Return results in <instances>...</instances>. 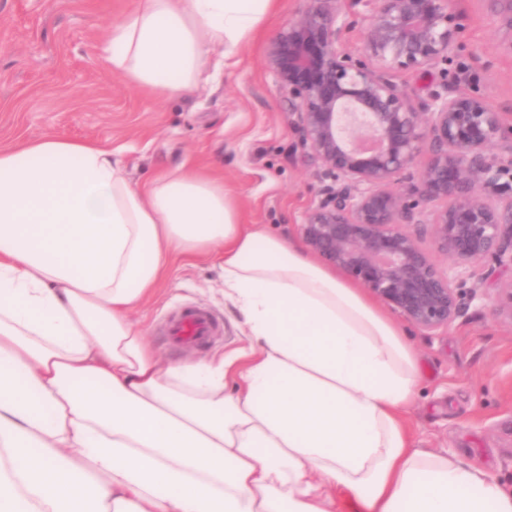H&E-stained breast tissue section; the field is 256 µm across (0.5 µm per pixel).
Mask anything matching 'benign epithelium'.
I'll return each instance as SVG.
<instances>
[{
	"instance_id": "7a95c632",
	"label": "benign epithelium",
	"mask_w": 512,
	"mask_h": 512,
	"mask_svg": "<svg viewBox=\"0 0 512 512\" xmlns=\"http://www.w3.org/2000/svg\"><path fill=\"white\" fill-rule=\"evenodd\" d=\"M309 2L265 57L323 183L301 236L408 322L447 329L466 306L490 304L481 286L493 269L512 270V114L461 87L432 92L418 112L393 81L448 64L449 0H363V60L345 45L344 0ZM422 155L418 184L401 191ZM410 224L431 226V246Z\"/></svg>"
}]
</instances>
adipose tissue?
I'll return each instance as SVG.
<instances>
[{"label":"adipose tissue","instance_id":"obj_1","mask_svg":"<svg viewBox=\"0 0 512 512\" xmlns=\"http://www.w3.org/2000/svg\"><path fill=\"white\" fill-rule=\"evenodd\" d=\"M273 0H130L100 55L194 92ZM223 272L242 347L161 361L130 318L175 256ZM418 359L361 286L239 218L191 166L136 184L120 153L0 147V512H512V489L415 447Z\"/></svg>","mask_w":512,"mask_h":512}]
</instances>
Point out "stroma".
<instances>
[{
    "mask_svg": "<svg viewBox=\"0 0 512 512\" xmlns=\"http://www.w3.org/2000/svg\"><path fill=\"white\" fill-rule=\"evenodd\" d=\"M127 0H0V147L46 136L122 150L135 183L195 164L223 178L243 218L283 238L300 236L321 200L316 166L300 144L288 94L265 52L306 0H279L276 15L218 80L180 98L142 93L103 64L99 47ZM458 49L447 72H400L396 82L421 107L447 77L512 113V34L487 0H451ZM222 279L210 262L173 259L156 294L132 312L161 360L195 361L238 345L224 311ZM184 306L208 309L224 332L204 348H172L167 319ZM403 329L419 359L420 395L406 414L416 447L455 452L512 488V315L475 306L450 328Z\"/></svg>",
    "mask_w": 512,
    "mask_h": 512,
    "instance_id": "1",
    "label": "stroma"
}]
</instances>
